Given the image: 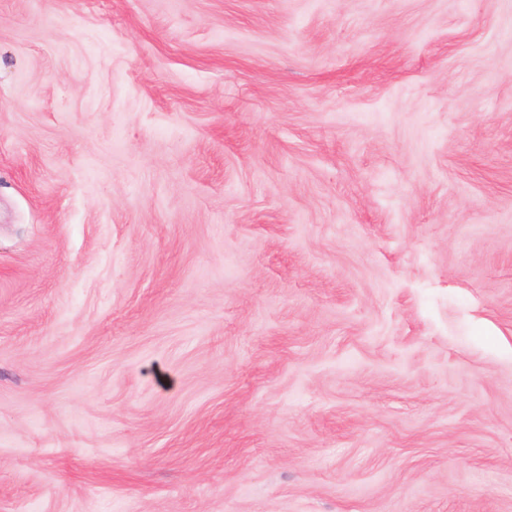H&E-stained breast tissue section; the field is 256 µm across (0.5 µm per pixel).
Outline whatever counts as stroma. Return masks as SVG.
Segmentation results:
<instances>
[{"label": "stroma", "mask_w": 512, "mask_h": 512, "mask_svg": "<svg viewBox=\"0 0 512 512\" xmlns=\"http://www.w3.org/2000/svg\"><path fill=\"white\" fill-rule=\"evenodd\" d=\"M0 512H512V0H0Z\"/></svg>", "instance_id": "35a3bbf8"}]
</instances>
